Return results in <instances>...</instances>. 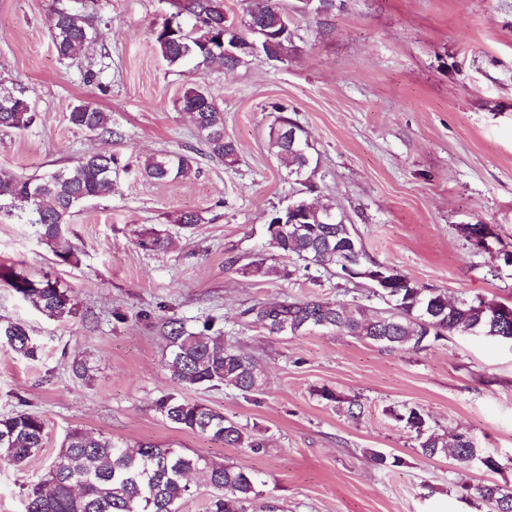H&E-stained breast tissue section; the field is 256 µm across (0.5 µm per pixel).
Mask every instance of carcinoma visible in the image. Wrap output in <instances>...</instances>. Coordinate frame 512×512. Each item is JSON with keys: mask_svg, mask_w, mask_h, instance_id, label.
Returning a JSON list of instances; mask_svg holds the SVG:
<instances>
[{"mask_svg": "<svg viewBox=\"0 0 512 512\" xmlns=\"http://www.w3.org/2000/svg\"><path fill=\"white\" fill-rule=\"evenodd\" d=\"M224 10L216 0H185L177 12L163 19L154 32L155 43L170 66L193 65L205 70L214 65L233 70L248 61L224 59L216 40L221 36L219 23ZM249 21L259 33L275 45L273 61H282L292 43L293 32L285 27L288 15L272 0H255ZM52 44L59 58L73 59L89 44L88 24L83 15L61 10L49 18ZM8 95L13 110L0 112V129H24L35 119L29 99L19 96L0 83V97ZM182 111L191 114L210 157L232 164L237 159L235 143L224 137V113L208 89L194 84L179 99ZM69 122L92 135L112 134L108 116L91 102L72 107ZM271 149L288 167V174L310 178L314 166L311 144L304 129L285 115L269 134ZM118 160L108 153L91 152L68 168L37 179H22L0 172V201L30 214L41 226V237L65 262L74 258L63 226L83 202L107 193ZM192 158L186 154L161 152L144 159L141 173L155 181L185 177L191 173ZM290 223L269 232L270 244L280 254L303 268L320 266L341 272L337 250L347 252L346 259L363 271L378 272V263L364 250L353 225L332 206L309 205L301 218L288 214ZM170 238L154 228L138 234V245L145 251H167ZM0 282L14 288L48 319H60L76 313L67 290L49 278L33 281L12 269H0ZM369 296L389 305L385 312H370L363 304L308 298L283 303H257L244 311L253 322L272 333L296 335L313 330L339 333L368 340L389 349L421 350L433 341L455 334L487 336L512 341V321L500 322L494 310L500 302L481 298H457L435 289L423 288L403 275L397 288L383 296L374 290ZM169 330L167 366L173 378L186 388L238 390L244 395L261 394L265 389L263 369L250 353L224 344L221 336H202L185 329L177 320L166 322ZM0 343L29 360L37 358L38 347L22 323L0 324ZM163 417L174 427L210 437L234 448L258 451L264 439L247 433L224 413L172 395L159 400ZM389 416L416 434L418 452L428 458L452 454L460 468L472 461L480 468L498 472L503 468L498 455L476 447L473 439L458 431L436 433L428 424V414L416 406L388 409ZM46 423L41 415L21 410L0 416V460L17 468L44 448ZM371 461L380 469L402 464V459L368 449ZM198 475L199 486L209 492L208 512H249L261 496L251 473L217 463L176 448H163L146 442L130 447L103 434L81 428L70 430L57 457L44 477L30 485L23 502L24 512H180L182 502L192 495L187 476ZM459 488L479 499L488 512H512V489L488 481L476 486L465 482Z\"/></svg>", "mask_w": 512, "mask_h": 512, "instance_id": "cac0c4a2", "label": "carcinoma"}]
</instances>
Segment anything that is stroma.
<instances>
[{
    "mask_svg": "<svg viewBox=\"0 0 512 512\" xmlns=\"http://www.w3.org/2000/svg\"><path fill=\"white\" fill-rule=\"evenodd\" d=\"M277 2L296 26L284 61L258 56L199 73L169 66L155 48L171 0H0V83L37 110L29 128L0 129V170L39 178L87 152L115 155L121 166L111 191L66 225L69 263L28 216L0 206V267L57 281L77 308L50 320L0 283V322L25 323L40 348L32 361L0 346V415L26 409L47 425L43 451L24 469L0 463V512H23L28 485L76 427L251 472L262 492L257 512H487L457 482L512 488V342L458 334L418 352L390 351L321 331L272 333L244 314L258 302L365 297L364 285L321 268L283 276L267 219L301 196L336 207L370 258L420 286L512 304V0H336L319 13ZM63 8L96 27L74 60L57 57L48 29ZM195 82L224 112L235 163L206 154L179 106ZM81 101L109 114L111 135L70 124ZM281 112L314 147L311 193L269 147ZM160 152L192 156L190 176L141 177L139 161ZM187 211L203 223L176 224ZM472 224L488 228L484 245L470 237ZM150 227L169 235L167 252L139 247ZM211 317L225 342L259 358L262 394L186 388L171 377L165 322L199 332ZM77 361L85 379L72 372ZM325 389L340 402L323 399ZM167 395L222 411L261 435L264 448L174 428L157 407ZM350 398L364 407L359 419L346 413ZM405 405L422 407L436 432L455 429L494 450L503 470L423 458L414 434L387 414ZM371 448L402 465L377 468Z\"/></svg>",
    "mask_w": 512,
    "mask_h": 512,
    "instance_id": "stroma-1",
    "label": "stroma"
}]
</instances>
